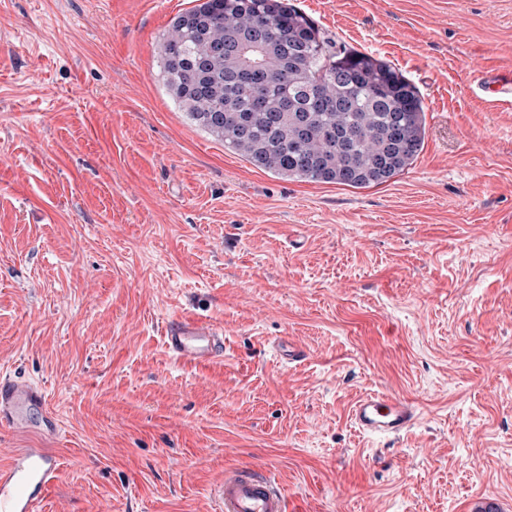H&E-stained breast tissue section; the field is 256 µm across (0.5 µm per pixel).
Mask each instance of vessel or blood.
<instances>
[{
    "label": "vessel or blood",
    "instance_id": "obj_1",
    "mask_svg": "<svg viewBox=\"0 0 512 512\" xmlns=\"http://www.w3.org/2000/svg\"><path fill=\"white\" fill-rule=\"evenodd\" d=\"M476 91L491 102L512 105V74L491 70L474 71ZM165 343L177 358L204 364L224 353V338L212 324L193 318H181L167 328ZM44 413L43 428L52 432L58 423L47 410L43 391L21 377H0V422L13 428H28L32 410ZM352 421L359 432L377 438H389L408 430L416 421L409 401L374 392L360 398ZM62 473L57 453L42 448H25L14 453L10 462L0 466V512H36L51 484ZM221 512H286L282 492L263 475L227 471L219 491Z\"/></svg>",
    "mask_w": 512,
    "mask_h": 512
}]
</instances>
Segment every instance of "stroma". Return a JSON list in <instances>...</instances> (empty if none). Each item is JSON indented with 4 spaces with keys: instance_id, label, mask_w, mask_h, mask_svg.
<instances>
[{
    "instance_id": "obj_1",
    "label": "stroma",
    "mask_w": 512,
    "mask_h": 512,
    "mask_svg": "<svg viewBox=\"0 0 512 512\" xmlns=\"http://www.w3.org/2000/svg\"><path fill=\"white\" fill-rule=\"evenodd\" d=\"M202 0H0V376L56 433L37 512H218L232 469L288 512H512V0H290L418 88L423 147L381 185L285 179L164 87L160 46ZM193 317L224 355L176 360ZM307 353L291 364L279 349ZM412 402L362 435L369 392ZM472 82L475 90L490 98L491 102L512 105V74H503L491 70L477 69L473 72ZM165 343L175 357L186 362L209 363L224 354V336L212 324L193 318L171 322ZM416 419L409 401L380 392L360 398L352 410V421L359 432L377 438L396 437L408 430Z\"/></svg>"
}]
</instances>
